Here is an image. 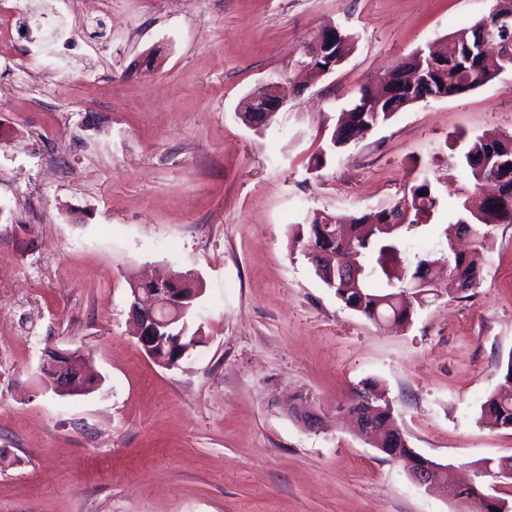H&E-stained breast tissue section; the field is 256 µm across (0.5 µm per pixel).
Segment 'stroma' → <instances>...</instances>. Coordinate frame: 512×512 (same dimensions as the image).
<instances>
[{
    "instance_id": "1",
    "label": "stroma",
    "mask_w": 512,
    "mask_h": 512,
    "mask_svg": "<svg viewBox=\"0 0 512 512\" xmlns=\"http://www.w3.org/2000/svg\"><path fill=\"white\" fill-rule=\"evenodd\" d=\"M59 27L18 12L0 41V512H455L339 408L377 381L410 448L462 482L512 455L480 407L512 352V224H476L482 274L406 327L345 306L289 241L314 213L359 216L429 180L433 248L475 181L484 134L512 135V70L397 112L330 150L343 109L417 49L444 46L492 0H111ZM352 39L333 72L297 62L325 27ZM269 80L288 104L237 111ZM164 269L203 290L201 342L172 368L132 334L129 282ZM100 379L60 396L46 347ZM308 395L321 424L288 413Z\"/></svg>"
}]
</instances>
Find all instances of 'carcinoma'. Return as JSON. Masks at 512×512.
Wrapping results in <instances>:
<instances>
[{
  "mask_svg": "<svg viewBox=\"0 0 512 512\" xmlns=\"http://www.w3.org/2000/svg\"><path fill=\"white\" fill-rule=\"evenodd\" d=\"M512 12V0H494L490 12L469 27L454 32L448 42V50L434 64H424L426 79L419 80V63L410 55L399 61L384 83L386 95L377 102L378 111L368 112L366 107L373 102L371 90L359 89V96L352 108L345 112L346 119L336 127L331 136L332 147L346 144L351 130L357 128V121L376 126L389 120L394 112L415 100L425 101L436 96L454 97L466 94L495 78L501 72L512 69V36L501 40L496 52L488 55L471 54L469 46L476 43L480 32L493 25L501 13ZM465 164L475 181L480 178L497 179L507 171L493 170L499 160H512V136L474 139L464 154ZM409 208V221L404 227L391 230L386 227L389 214L398 208L399 202L377 211L356 216L346 225L349 248L358 255L362 268L358 280L344 278L336 261L337 248L333 247L321 257H311L316 275L322 283L333 290L345 305L366 317L374 324L396 314L392 305L375 307L379 299L404 295L411 288V300L403 309L402 315H414L416 309L426 301V295L439 293L458 294L466 292L461 284L470 279L479 268V250L470 255L454 251L452 243L437 251L427 252L416 257V262H407V241L410 236L426 229V221L433 214L438 200L432 192L431 184L424 180L411 185L402 198ZM512 224V214L504 212L493 204L478 205L473 209L463 202L456 224ZM336 223V217L325 214L316 216L308 225L307 231L299 233L294 245L302 243L320 245L321 225ZM439 262L448 265V279L422 289L417 288L423 272L432 271ZM183 288L185 292L200 287L193 277L176 284L170 274L162 271L156 281L145 285V289ZM503 382L499 391L490 395L481 406V421L494 429H512V352L502 370ZM360 399H372L380 408L379 419L393 417V411L384 394L375 391V385L367 384L357 393Z\"/></svg>",
  "mask_w": 512,
  "mask_h": 512,
  "instance_id": "1",
  "label": "carcinoma"
}]
</instances>
